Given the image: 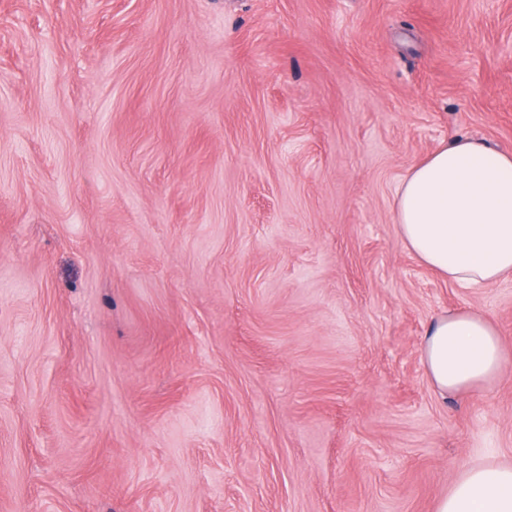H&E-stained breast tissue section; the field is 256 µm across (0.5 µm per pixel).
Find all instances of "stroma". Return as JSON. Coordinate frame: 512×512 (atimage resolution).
I'll list each match as a JSON object with an SVG mask.
<instances>
[{"instance_id":"obj_1","label":"stroma","mask_w":512,"mask_h":512,"mask_svg":"<svg viewBox=\"0 0 512 512\" xmlns=\"http://www.w3.org/2000/svg\"><path fill=\"white\" fill-rule=\"evenodd\" d=\"M512 152V0H0V512H435L512 462L442 396L397 188Z\"/></svg>"}]
</instances>
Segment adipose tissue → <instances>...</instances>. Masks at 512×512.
<instances>
[{"label":"adipose tissue","mask_w":512,"mask_h":512,"mask_svg":"<svg viewBox=\"0 0 512 512\" xmlns=\"http://www.w3.org/2000/svg\"><path fill=\"white\" fill-rule=\"evenodd\" d=\"M395 222L407 248L451 282L484 288L512 276V153L465 137L441 146L400 183ZM422 360L444 395L512 367L497 329L462 310L431 323ZM435 512H512V464L465 467Z\"/></svg>","instance_id":"adipose-tissue-1"}]
</instances>
